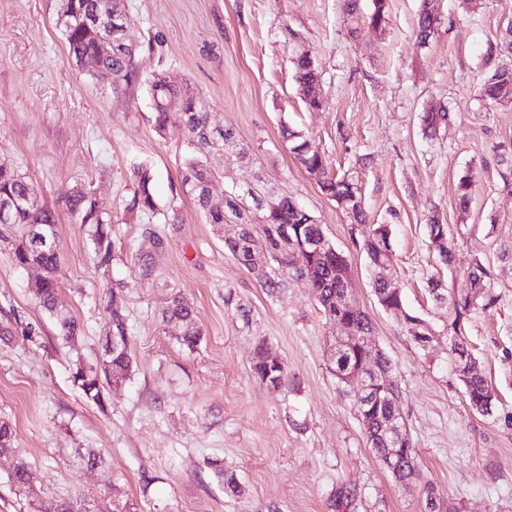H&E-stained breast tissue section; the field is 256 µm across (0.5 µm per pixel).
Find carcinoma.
<instances>
[{
	"instance_id": "1",
	"label": "carcinoma",
	"mask_w": 512,
	"mask_h": 512,
	"mask_svg": "<svg viewBox=\"0 0 512 512\" xmlns=\"http://www.w3.org/2000/svg\"><path fill=\"white\" fill-rule=\"evenodd\" d=\"M359 2L344 0L345 13L355 29L362 26L379 29L386 23L388 0H370L371 5L366 13L361 11ZM108 4L109 0H67V7L71 10L70 23H64L62 27L72 57L94 59L99 68L111 72L113 81L120 84L128 81L134 73L137 53L128 51L112 28L96 22L95 16ZM439 24L437 0H421L417 20L420 42L428 43ZM291 63L299 92L303 94L302 100L310 108L321 107L322 99L318 93L321 74L313 59L307 53H295ZM150 83V89H161L168 100L176 98L181 101L184 98L179 83L153 78ZM481 93L494 102H511L512 69L495 67L490 70ZM183 120L192 155L187 158L181 171L179 191L190 197L208 223L222 229L227 221L234 222L235 230L224 237V250L236 263L254 274L270 296L279 293L290 280L305 279L309 282L329 330L328 362L339 384L348 386L347 378L358 373H392L390 359L384 354L378 356L373 353L375 345L371 344V337L375 335V330L370 316L362 309L343 302L346 274L349 273L347 258L336 254V248L329 242L319 248L309 245V242L325 237L321 225L313 216H306L298 210L299 202L293 197L281 194L268 200L262 187L257 184L246 194L234 195L224 204V208H214L211 197L206 193L207 185L216 174L210 162L212 147L205 135L208 113L193 111V104L190 103L186 105ZM220 137L224 140L223 156L227 161L250 159V147L237 140L232 129H224ZM282 138L288 143L294 159L308 174L322 175L323 180L318 182V186L325 195L352 204L351 198L355 193L351 189L355 178L353 171L330 175L329 156L315 149H307V137L286 125L282 127ZM133 181L135 189L128 210L147 215L158 214L151 169L143 164L135 166ZM473 184L474 177L470 174L461 176L456 183L457 200L463 210L471 200ZM15 199H24L26 203L12 211L9 228L0 232V246L8 249L15 266L37 265L44 271L31 287V293L41 307L56 317L60 338L67 344L73 343L84 329L74 317L57 308L61 266V247L55 232L58 213L39 204L35 188L25 177L13 170L0 168V204ZM63 206L73 219L88 226L98 265H109L115 241L108 228L111 219L101 209L97 199L92 193L77 189L64 199ZM284 233L290 237L291 244L288 249L280 250L276 247V239ZM428 234L442 263L452 264L455 253L448 243L444 225L436 221L429 224ZM360 250L372 269L378 268L383 261L392 260L388 225H372L361 242ZM467 270L471 288L468 293L458 297H448V289L443 287L441 281L432 279L428 282V292L433 301L448 308L444 330L449 341L448 351L459 366L472 361L465 334V317L479 303L491 301L485 284L487 271L482 263L475 258ZM373 292L382 310L401 316V321L420 318V315L407 311L403 289L391 288L377 279L373 281ZM162 322L182 345L193 348L200 341L201 333L193 324V311L180 298L172 299L162 313ZM111 324V335L104 349L106 366L103 371L80 361L71 370L74 385L82 390L88 401L101 408L108 403L109 391L129 379L132 372L130 328L122 310L121 298L115 294L112 295ZM250 371L260 382L267 380L273 385L280 384L282 388L289 384L286 364L269 360L267 344L263 340L254 346ZM460 381L471 408L483 415L492 414L487 409L492 391L488 381L475 369L463 373ZM355 408L367 444L378 460L392 459L387 472L393 482L418 496L421 512H442L444 496L433 482L424 479L412 440L407 438L396 442L386 433L387 422L393 415L401 414L400 390L394 378L375 379L368 396L355 398ZM13 443L14 429L11 423L0 418V455L13 454ZM207 465L224 484L226 495L239 497L243 494L236 472L225 468L221 459H211ZM28 481L29 464L19 458L10 473L11 486L24 492ZM359 498L356 486L341 482L329 497L328 512H357ZM41 512H90V509L64 498H54L41 506Z\"/></svg>"
}]
</instances>
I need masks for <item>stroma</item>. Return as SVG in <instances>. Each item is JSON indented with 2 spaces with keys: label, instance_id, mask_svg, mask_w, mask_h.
<instances>
[{
  "label": "stroma",
  "instance_id": "obj_1",
  "mask_svg": "<svg viewBox=\"0 0 512 512\" xmlns=\"http://www.w3.org/2000/svg\"><path fill=\"white\" fill-rule=\"evenodd\" d=\"M61 4L0 0V165L26 177L52 208L72 188L90 189L113 219L115 251L108 266H97L86 227L60 214L58 306L86 328L73 346L30 292L41 269L15 267L0 251V326L13 331L0 341V417L12 422L16 452L31 465L22 495L8 481L11 460L0 458V512H31L30 501L51 498L93 502L101 512L117 498L136 499L142 512H326L343 480L361 491L358 512H416L415 497L368 447L352 389L329 370L312 288L293 280L267 295L225 251L223 231L175 193L186 133L177 112L156 131L148 86L155 72L188 82L212 123L254 153L253 161L220 167L212 203L222 204L232 184L262 180L296 197L348 258L355 302L393 360L426 478L462 512H512V102L479 94L488 44L512 23V0H440L442 22L425 45L415 31L420 0H389L385 26L358 31L344 0H124L140 68L121 88L71 59ZM290 30L321 72L320 108L299 95ZM439 108L450 122L425 132L423 114ZM285 125L308 135L333 172H359L368 224L353 223L296 163L281 138ZM139 164L154 175L159 216L126 209ZM467 172L476 187L463 211L455 184ZM171 210L181 223H164ZM433 220L456 248L454 265L430 246ZM372 223L390 226L392 270L407 307L434 326L446 309L431 300L428 280L457 296L470 288L472 259L485 266L494 302L471 312L466 334L498 396L492 415L469 406L447 339L420 350L378 305L357 246ZM155 236L162 248H152ZM143 252L155 265L148 279ZM228 286L251 308L250 326L225 306ZM116 293L134 368L102 410L73 384L70 368L78 359L102 367ZM176 295L202 334L192 349L162 322ZM259 339L287 364L294 387L275 392L254 379ZM90 452L103 459L91 473L81 460ZM214 457L237 473L243 496L225 495L205 465Z\"/></svg>",
  "mask_w": 512,
  "mask_h": 512
}]
</instances>
